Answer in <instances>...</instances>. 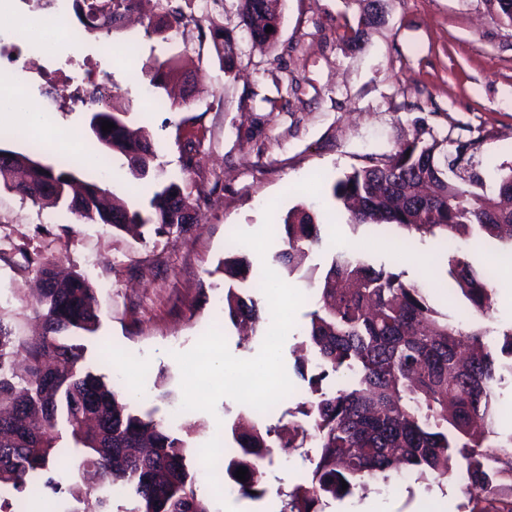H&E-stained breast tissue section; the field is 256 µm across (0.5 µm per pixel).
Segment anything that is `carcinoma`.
I'll return each instance as SVG.
<instances>
[{
  "mask_svg": "<svg viewBox=\"0 0 512 512\" xmlns=\"http://www.w3.org/2000/svg\"><path fill=\"white\" fill-rule=\"evenodd\" d=\"M487 2L499 20L512 25V0ZM271 3L240 0L242 26L261 44L277 34ZM350 3L357 6L358 24L349 42L357 45L379 23L370 0ZM158 4L161 14L149 24L152 32L164 35L184 24L173 0ZM210 36L224 73H231L235 56L227 48L233 36L218 26ZM188 67V59L176 55L143 65L142 73L149 87L160 89ZM88 112L92 147L124 157L143 181L147 213L113 205L95 183L69 194L75 173L38 163L36 143L16 153L12 164L0 162V189L42 207L63 202L76 217L114 230L147 227L162 236L182 229V212H194L198 204L178 183L163 179L147 130H131L125 109L104 104ZM104 121L114 124L107 133ZM445 143L418 127L396 154L370 157L334 178L331 197L354 224H388L420 238H439L450 288L467 305L463 314L486 316L494 293L491 274L471 267L458 239L476 233L512 255V167L497 169L489 191L481 170L460 172L464 153L448 154ZM18 169L21 180L15 179ZM270 229L285 245L274 260L290 275L305 271L307 287L320 292L295 347L300 375L308 366L305 355L315 357L310 397L274 426H263L256 412L239 416L231 426L238 449L219 463L224 482L241 497L261 496V462L277 448L294 453L310 438L318 448L312 471L284 494L280 512H324L328 500L344 499L371 480L385 481L402 467L423 479L460 478L470 512H512V435L496 441L493 404L502 368L498 353L512 357V329L503 332L499 345L487 326L452 322L429 304L421 284L349 249L337 251L314 276L304 265L321 244L322 229L303 206L283 217L274 214ZM250 268L229 240L216 271L224 274L221 312L236 327L259 318L257 301L243 296ZM96 303L89 279L48 263L36 289L42 334L14 336L0 325V512L32 489L76 502L94 494L100 512H112L116 493L131 498L125 512H209L197 496L201 470L190 462L186 436L154 412L136 409L118 383L86 365V347L78 338L96 333ZM19 354L26 362L21 377L13 367ZM65 451L76 473L66 484L52 475ZM240 467L248 469L245 481L235 477Z\"/></svg>",
  "mask_w": 512,
  "mask_h": 512,
  "instance_id": "cac0c4a2",
  "label": "carcinoma"
}]
</instances>
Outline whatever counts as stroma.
<instances>
[{"instance_id": "obj_1", "label": "stroma", "mask_w": 512, "mask_h": 512, "mask_svg": "<svg viewBox=\"0 0 512 512\" xmlns=\"http://www.w3.org/2000/svg\"><path fill=\"white\" fill-rule=\"evenodd\" d=\"M175 2L188 23L168 42L146 32L156 7L144 0L141 16L72 42L71 53L112 84L118 105L129 110L130 127L147 126L165 178L198 199V223L138 240L79 220L64 206L40 207L0 189V326L15 336L39 331L33 307L44 263L87 277L97 291L99 317L98 332L83 339L88 360L108 377L120 368L133 372L142 409L164 419L176 411L180 424L197 425L188 439L196 462L252 410L243 400L215 399L219 383L206 371L209 348L254 355L266 347V324L288 322L287 373L267 399V423L277 424L309 396L293 349L315 297L299 275L274 264L281 245L267 231L272 213L297 204L313 210L323 241L313 248L309 266L326 268L338 249L350 247L373 265L426 283L429 303L459 316L465 302L448 288L439 240H411L386 224L353 225L348 212L327 199L324 182L361 164L364 155L394 153L422 125L452 150L479 142L475 160L482 165L512 166V26L492 16L485 0H387L386 24L353 48L342 40L358 19L347 0H278V34L268 47L243 32L239 0ZM215 24L236 39L229 75L211 40ZM177 54L191 59L193 77L176 83L175 107H157L141 68ZM38 136L46 144L44 164L67 162L128 209H145L140 182L121 158L100 151L84 163L86 106L64 100L47 113ZM190 140L195 151L188 167L183 157ZM230 231L253 272L290 290L276 306L263 290H252L263 322L246 342L219 312L224 277L215 268ZM462 254L477 270L493 274L492 328L511 329L512 279L499 269L500 245L474 235L463 241ZM310 468L301 451L275 459L266 467V493L259 500L223 496L216 474L202 478L197 493L211 512H225L229 504L243 512H280L282 492ZM370 497L384 512L471 508L458 482L423 480L404 470L330 502L326 512H358Z\"/></svg>"}]
</instances>
